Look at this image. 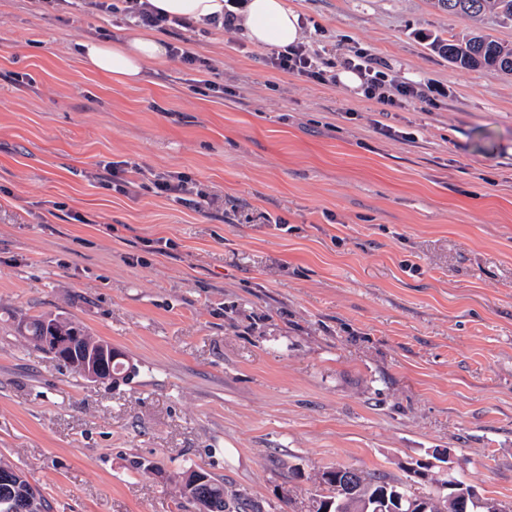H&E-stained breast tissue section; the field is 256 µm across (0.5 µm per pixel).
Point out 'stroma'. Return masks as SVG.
<instances>
[{"instance_id":"35a3bbf8","label":"stroma","mask_w":512,"mask_h":512,"mask_svg":"<svg viewBox=\"0 0 512 512\" xmlns=\"http://www.w3.org/2000/svg\"><path fill=\"white\" fill-rule=\"evenodd\" d=\"M307 47L367 50L429 101L268 64L239 29L167 43L143 82L84 66L119 16L0 0V461L51 512H195L200 468L253 512H310L323 471L433 460L512 512V75L429 43L470 23L430 0H288ZM391 126L379 134L376 122ZM189 176L196 208L103 185L106 165ZM118 348L93 383L19 331L34 315Z\"/></svg>"}]
</instances>
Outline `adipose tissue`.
<instances>
[{"label":"adipose tissue","instance_id":"1","mask_svg":"<svg viewBox=\"0 0 512 512\" xmlns=\"http://www.w3.org/2000/svg\"><path fill=\"white\" fill-rule=\"evenodd\" d=\"M154 9L171 17L204 23L214 15H223L224 0H150ZM250 42L260 46L285 47L301 38L298 13L287 0H247L236 16ZM79 55L89 68L123 85L142 82L148 62L167 60L165 40L154 32H141L122 42L89 39L81 43Z\"/></svg>","mask_w":512,"mask_h":512}]
</instances>
